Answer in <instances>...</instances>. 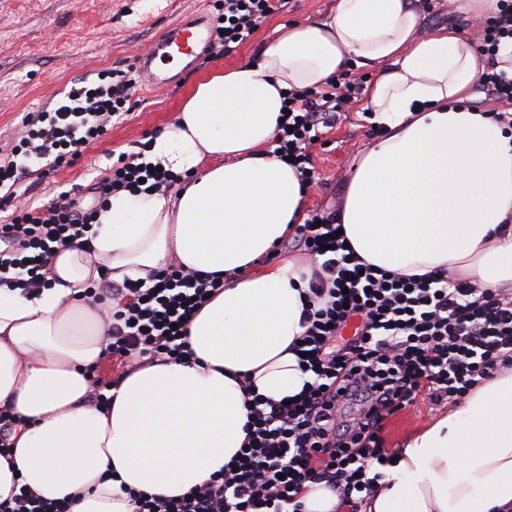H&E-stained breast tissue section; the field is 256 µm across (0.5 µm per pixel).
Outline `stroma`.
Returning a JSON list of instances; mask_svg holds the SVG:
<instances>
[{
    "instance_id": "35a3bbf8",
    "label": "stroma",
    "mask_w": 512,
    "mask_h": 512,
    "mask_svg": "<svg viewBox=\"0 0 512 512\" xmlns=\"http://www.w3.org/2000/svg\"><path fill=\"white\" fill-rule=\"evenodd\" d=\"M331 2L291 0L289 10L272 15L246 42L199 56L176 86L157 90L137 81L132 110L113 119L108 134L73 164L27 174L16 187L21 200L38 206L68 190L78 210L97 208L113 161L168 126L202 79L254 60L281 28L324 16ZM220 7V0H0V148L21 132L27 113L55 100L71 81L100 70L128 69L133 52L155 45L181 16L200 11L211 18ZM364 111L361 98L345 105L313 148L321 182L307 193V213L336 211L354 157L381 137ZM447 411V405L418 400L388 422V447L402 450L410 435Z\"/></svg>"
}]
</instances>
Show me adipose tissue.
Instances as JSON below:
<instances>
[{
  "label": "adipose tissue",
  "mask_w": 512,
  "mask_h": 512,
  "mask_svg": "<svg viewBox=\"0 0 512 512\" xmlns=\"http://www.w3.org/2000/svg\"><path fill=\"white\" fill-rule=\"evenodd\" d=\"M422 0H332L255 60L202 80L155 135L149 161L181 175L167 194L121 191L94 221L92 252L58 249L46 288L0 289V407L26 419L0 453V501L28 486L72 512H134L135 490L177 497L242 448L250 393L298 394L310 374L311 268L266 257L305 219L306 191L269 147L286 91L346 67L372 73L367 106L384 135L359 153L336 221L360 259L408 275L443 271L512 293V129L470 105L486 58L462 30L420 34ZM224 277L188 323L191 363H146L86 399L109 323L76 301L170 260ZM512 507V367L409 439L367 512ZM97 366L89 365L84 368L83 375L88 383V396L90 401L98 407H105L109 401L106 397V391L109 390L116 382L112 384H104L96 375Z\"/></svg>",
  "instance_id": "obj_1"
}]
</instances>
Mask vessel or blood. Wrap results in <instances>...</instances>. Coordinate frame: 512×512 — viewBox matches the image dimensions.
<instances>
[{"instance_id":"obj_1","label":"vessel or blood","mask_w":512,"mask_h":512,"mask_svg":"<svg viewBox=\"0 0 512 512\" xmlns=\"http://www.w3.org/2000/svg\"><path fill=\"white\" fill-rule=\"evenodd\" d=\"M209 45V28L204 19L176 21L157 43L156 47L138 54L134 67L145 76L149 86L171 85V77L162 75L161 65L175 60L196 59Z\"/></svg>"}]
</instances>
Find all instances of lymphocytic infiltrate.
<instances>
[{
    "label": "lymphocytic infiltrate",
    "instance_id": "1",
    "mask_svg": "<svg viewBox=\"0 0 512 512\" xmlns=\"http://www.w3.org/2000/svg\"><path fill=\"white\" fill-rule=\"evenodd\" d=\"M288 0H223L212 27V46L247 41ZM477 39L489 65L480 86L495 104L491 117L512 129V73L497 68L502 41L512 39V0L481 24ZM135 80L128 71L102 70L66 88L52 107L28 113L25 132L0 159V189L12 188L33 165L78 157L103 137L114 117L130 111ZM361 90L342 73L316 89H290L270 152L290 160L302 187L315 184L312 149L322 128ZM177 174L155 168L144 151L120 154L106 193H166ZM93 217L59 192L37 208L14 207L0 239V284L33 293L56 245L91 241ZM333 217L313 213L298 225L295 246L314 262L306 331L297 345L311 379L295 401L254 395L247 440L240 452L187 494L161 498L130 492L135 512H303V482L337 490L351 512L377 488L374 466L389 467L388 419L420 394L436 403L461 400L499 367L512 365V296L434 272L406 275L364 266ZM222 278L171 264L144 278L115 283L107 275L79 299L110 321L106 352L133 368L189 357L185 326Z\"/></svg>",
    "mask_w": 512,
    "mask_h": 512
}]
</instances>
